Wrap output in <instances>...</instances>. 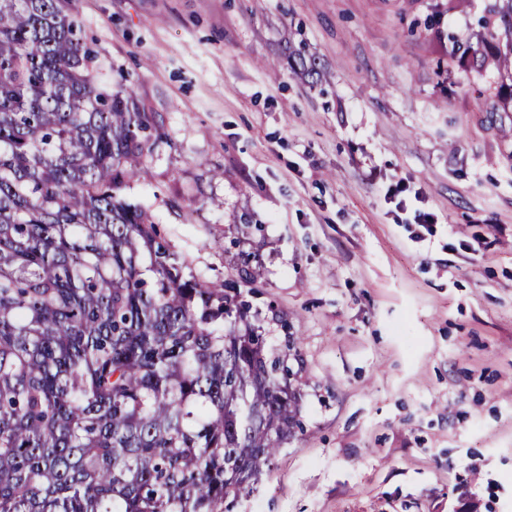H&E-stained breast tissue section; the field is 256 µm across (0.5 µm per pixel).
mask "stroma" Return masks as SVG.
I'll return each mask as SVG.
<instances>
[{"instance_id":"35a3bbf8","label":"stroma","mask_w":512,"mask_h":512,"mask_svg":"<svg viewBox=\"0 0 512 512\" xmlns=\"http://www.w3.org/2000/svg\"><path fill=\"white\" fill-rule=\"evenodd\" d=\"M488 2H73L159 125L119 195L199 278L255 255L270 347L299 338L303 429L234 512H512V112L425 27L466 39ZM288 50V68L293 74L300 76L311 84L321 81L324 72L318 66L316 59L309 54L305 45L290 46Z\"/></svg>"}]
</instances>
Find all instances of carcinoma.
I'll return each instance as SVG.
<instances>
[{"label":"carcinoma","instance_id":"carcinoma-1","mask_svg":"<svg viewBox=\"0 0 512 512\" xmlns=\"http://www.w3.org/2000/svg\"><path fill=\"white\" fill-rule=\"evenodd\" d=\"M70 2L0 0V512H231L301 394L241 299L259 269L185 272L117 194L156 120L102 81ZM477 26L458 66L512 75V0ZM287 60L324 77L304 45Z\"/></svg>","mask_w":512,"mask_h":512}]
</instances>
